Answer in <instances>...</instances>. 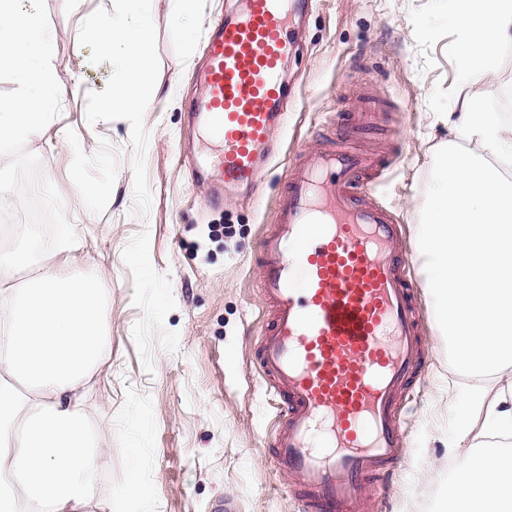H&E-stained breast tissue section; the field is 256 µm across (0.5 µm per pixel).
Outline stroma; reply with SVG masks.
<instances>
[{
	"instance_id": "1",
	"label": "stroma",
	"mask_w": 512,
	"mask_h": 512,
	"mask_svg": "<svg viewBox=\"0 0 512 512\" xmlns=\"http://www.w3.org/2000/svg\"><path fill=\"white\" fill-rule=\"evenodd\" d=\"M112 2L45 0L62 112L26 143L77 233L54 266L100 278L105 289L108 359L85 419L90 430L111 428L112 451L89 512L105 503L143 512L125 495L135 478L150 512H215L226 501L234 512H299L298 489L272 463L282 406L255 370L268 315L259 242L296 154L347 139L388 159L371 186L414 240L443 137L433 118L457 101L459 27L444 0H312L291 19L299 50L284 65L292 97L274 136L279 156L257 191L216 205L183 157L209 152L189 118L203 93L193 75L210 24L239 0H196L198 19L185 27L173 20V0H155L145 101L107 117L100 107L112 60L80 32ZM88 185L104 190L90 203ZM405 258L426 359L404 419L408 454L378 489L377 512H431L448 476V393L471 382L449 374L421 262L411 246Z\"/></svg>"
}]
</instances>
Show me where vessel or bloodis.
Masks as SVG:
<instances>
[{
	"label": "vessel or blood",
	"mask_w": 512,
	"mask_h": 512,
	"mask_svg": "<svg viewBox=\"0 0 512 512\" xmlns=\"http://www.w3.org/2000/svg\"><path fill=\"white\" fill-rule=\"evenodd\" d=\"M308 5L242 0L204 44L192 110L213 144L202 172L213 201L256 185L288 97L290 19ZM379 165L349 147L301 152L260 239L271 319L257 368L286 407L275 467L305 512H364L373 477L404 453L398 408L421 358L419 321L401 227L364 188Z\"/></svg>",
	"instance_id": "b4317fda"
}]
</instances>
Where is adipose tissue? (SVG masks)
I'll use <instances>...</instances> for the list:
<instances>
[{"mask_svg":"<svg viewBox=\"0 0 512 512\" xmlns=\"http://www.w3.org/2000/svg\"><path fill=\"white\" fill-rule=\"evenodd\" d=\"M153 12L154 0H124L86 27L112 58L103 111L141 105ZM448 13L461 30L458 80L476 86L512 47V0H448ZM441 123L415 244L448 371L473 382L448 396V446L462 459L439 501L444 512H512V124L470 95ZM30 267L25 285L6 277ZM102 298L98 279L60 275L30 247L0 253V512H86L112 446L110 429L89 433L84 417L106 351Z\"/></svg>","mask_w":512,"mask_h":512,"instance_id":"ef3b65f1","label":"adipose tissue"}]
</instances>
